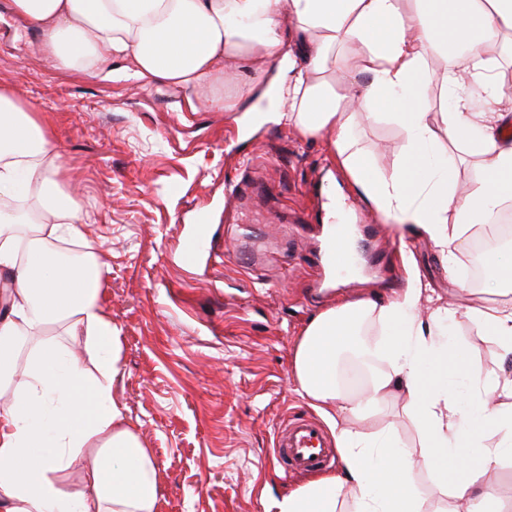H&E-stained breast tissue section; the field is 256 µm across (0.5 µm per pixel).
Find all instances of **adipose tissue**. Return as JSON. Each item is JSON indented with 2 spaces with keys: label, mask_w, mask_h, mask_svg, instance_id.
<instances>
[{
  "label": "adipose tissue",
  "mask_w": 512,
  "mask_h": 512,
  "mask_svg": "<svg viewBox=\"0 0 512 512\" xmlns=\"http://www.w3.org/2000/svg\"><path fill=\"white\" fill-rule=\"evenodd\" d=\"M37 26L54 68L110 80L126 62L133 86L207 93L222 112L245 114L270 100L268 119L323 135L334 163L384 222L413 226L448 264L470 229L512 205V85L488 50L512 33V0H11ZM441 83L448 110L434 124L427 93ZM234 86L231 94L220 85ZM487 94L475 111L470 86ZM398 123L405 145L379 176L353 138L358 119ZM467 148L474 176L460 187L449 147ZM62 155L41 112L0 87V272L12 290L0 316V512H159L160 468L124 423L113 396L122 336L106 313L104 263L93 245L56 260L58 242L91 223L59 181ZM512 257L496 256L483 298L464 309L433 301L412 279L395 298H347L312 318L293 351L297 392L335 413L341 473L308 481L277 500V512H430L414 475L425 467L444 512H491L485 474L512 461V372L486 373L448 341L457 313L492 336L512 360ZM384 336L370 339L368 324ZM59 325L100 362L88 376L75 356L42 342L18 371L29 336ZM371 367L351 387L345 357ZM401 396L418 445L376 426L381 398ZM77 474L66 484L64 476Z\"/></svg>",
  "instance_id": "ef3b65f1"
}]
</instances>
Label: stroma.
I'll return each instance as SVG.
<instances>
[{
	"label": "stroma",
	"instance_id": "1",
	"mask_svg": "<svg viewBox=\"0 0 512 512\" xmlns=\"http://www.w3.org/2000/svg\"><path fill=\"white\" fill-rule=\"evenodd\" d=\"M38 30L0 0V85L38 107L60 141L61 181L94 214L88 233L105 267V305L122 334L114 396L161 472V512H276L306 481L284 472L274 437L289 418L333 421L295 390L291 356L303 327L353 293L389 299L406 267L441 302L470 288V253L449 267L419 231H395L348 184L346 204L375 226L377 271L314 289L311 260L320 201L310 182L329 178L324 136L256 121L250 135L225 113L188 111L165 86L135 88L52 68ZM358 145L391 173L404 145L386 118L358 122ZM205 225L208 258L182 264V239ZM451 339L487 371L499 349L465 316Z\"/></svg>",
	"mask_w": 512,
	"mask_h": 512
}]
</instances>
